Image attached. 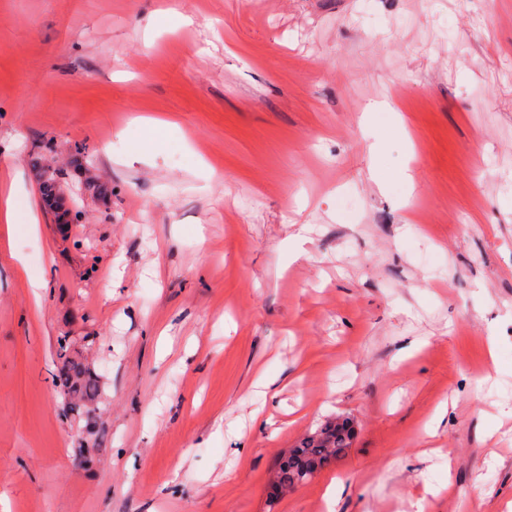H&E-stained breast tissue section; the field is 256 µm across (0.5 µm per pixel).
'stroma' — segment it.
Returning a JSON list of instances; mask_svg holds the SVG:
<instances>
[{"mask_svg": "<svg viewBox=\"0 0 512 512\" xmlns=\"http://www.w3.org/2000/svg\"><path fill=\"white\" fill-rule=\"evenodd\" d=\"M16 173L0 512H506L512 0H0ZM339 416L345 456L273 495ZM59 356L62 367L55 375L56 383L59 382L67 393L77 400H92L98 395V381L81 362L70 354L69 339L63 336L59 342Z\"/></svg>", "mask_w": 512, "mask_h": 512, "instance_id": "1", "label": "stroma"}]
</instances>
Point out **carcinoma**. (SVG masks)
<instances>
[{"label": "carcinoma", "mask_w": 512, "mask_h": 512, "mask_svg": "<svg viewBox=\"0 0 512 512\" xmlns=\"http://www.w3.org/2000/svg\"><path fill=\"white\" fill-rule=\"evenodd\" d=\"M59 356L62 367L56 374V381L71 397L79 401L94 399L99 392L98 381L89 369L71 356L69 339L65 336L59 342ZM318 433L326 435L325 442L332 451L318 445L314 438L305 437L279 464L278 476L281 484L286 485L295 480L305 482L331 463L330 454H336L339 459L350 448L351 433L345 425L330 421L322 425Z\"/></svg>", "instance_id": "carcinoma-1"}]
</instances>
